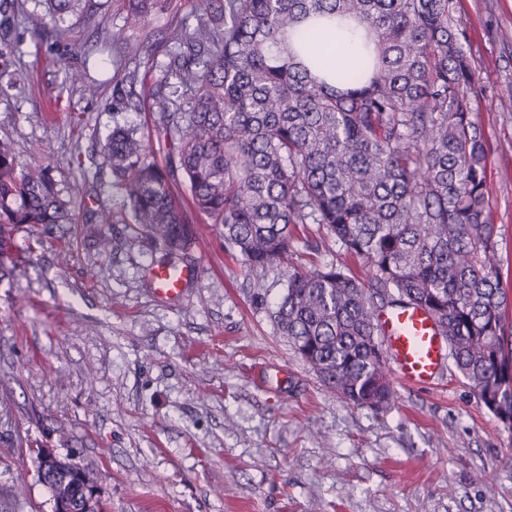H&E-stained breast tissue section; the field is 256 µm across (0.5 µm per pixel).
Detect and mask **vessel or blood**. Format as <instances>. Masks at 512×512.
Returning a JSON list of instances; mask_svg holds the SVG:
<instances>
[{
  "label": "vessel or blood",
  "instance_id": "b4317fda",
  "mask_svg": "<svg viewBox=\"0 0 512 512\" xmlns=\"http://www.w3.org/2000/svg\"><path fill=\"white\" fill-rule=\"evenodd\" d=\"M156 292L173 299L188 281L186 270L156 269ZM377 322L396 378L408 386L431 383L445 366L448 344L430 315L416 307H396L382 312Z\"/></svg>",
  "mask_w": 512,
  "mask_h": 512
}]
</instances>
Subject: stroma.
I'll return each mask as SVG.
<instances>
[{"instance_id":"obj_1","label":"stroma","mask_w":512,"mask_h":512,"mask_svg":"<svg viewBox=\"0 0 512 512\" xmlns=\"http://www.w3.org/2000/svg\"><path fill=\"white\" fill-rule=\"evenodd\" d=\"M194 0H157L131 24L128 0H87L71 31L35 37L0 27V138L22 162H51L74 197L77 219L121 212L109 169L93 162L115 124L147 130L151 114L117 107L129 70L147 96ZM478 93L473 108L491 152L494 222L512 249V0H460ZM143 42L139 62L114 30ZM101 85L83 97L82 81ZM81 153L83 167L70 165ZM102 249L55 230L13 229L17 262L0 281V512H54L38 480L36 451L54 449L98 473L111 512H512V430L446 362L433 385L394 384L384 410L326 389L277 329L282 268L246 271L198 221L196 273L178 300L156 297L158 259L123 225ZM321 241L311 252L307 240ZM297 264L359 259L311 224L294 243ZM266 288L257 298V288Z\"/></svg>"}]
</instances>
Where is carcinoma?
Returning <instances> with one entry per match:
<instances>
[{"mask_svg":"<svg viewBox=\"0 0 512 512\" xmlns=\"http://www.w3.org/2000/svg\"><path fill=\"white\" fill-rule=\"evenodd\" d=\"M85 0H43L22 11L40 36ZM457 0H200L175 36L152 92L164 163L148 159L139 128L116 125L103 163L129 208L128 229L178 268L196 239L193 216L219 228L249 269L287 273L274 322L324 386L357 407L391 405L377 314L426 309L450 357L488 411L512 401V295L503 287L487 188L488 149L472 112L474 73ZM352 19L361 44L343 67L316 52V26ZM126 58L143 43L120 34ZM22 224L83 235L55 170L23 163L0 142V279ZM301 224L360 257L368 283L336 264L292 261ZM104 512L96 478L80 467Z\"/></svg>","mask_w":512,"mask_h":512,"instance_id":"1","label":"carcinoma"}]
</instances>
